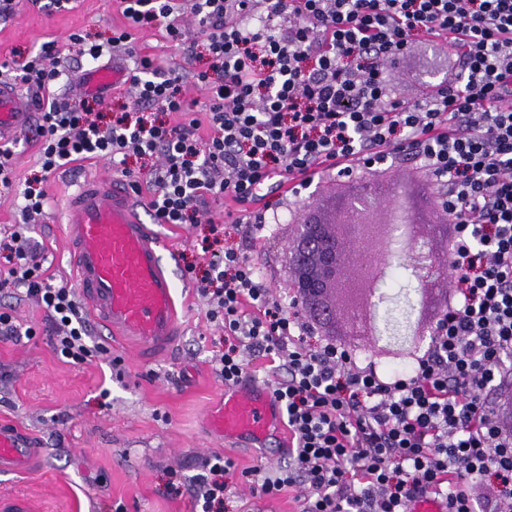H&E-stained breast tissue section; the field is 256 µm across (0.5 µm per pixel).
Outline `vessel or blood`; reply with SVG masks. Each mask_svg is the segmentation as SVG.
Masks as SVG:
<instances>
[{
	"label": "vessel or blood",
	"mask_w": 512,
	"mask_h": 512,
	"mask_svg": "<svg viewBox=\"0 0 512 512\" xmlns=\"http://www.w3.org/2000/svg\"><path fill=\"white\" fill-rule=\"evenodd\" d=\"M29 115L26 97L0 82V138L25 127ZM65 217L73 272L90 314L137 358L162 352L178 334L176 291L161 245L141 224L131 198L116 179L96 176L69 195ZM206 420L225 440L246 436L258 444L280 425L271 393L248 380L225 388ZM29 462L25 440L1 426L0 472L24 470Z\"/></svg>",
	"instance_id": "vessel-or-blood-1"
}]
</instances>
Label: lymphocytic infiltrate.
Instances as JSON below:
<instances>
[{
	"mask_svg": "<svg viewBox=\"0 0 512 512\" xmlns=\"http://www.w3.org/2000/svg\"><path fill=\"white\" fill-rule=\"evenodd\" d=\"M122 12L178 46L203 34L208 66L165 78L140 58L134 106L109 123L89 100L46 97L62 76L54 43L6 66L0 77L37 94L43 175L25 183L24 222L48 203L46 176L87 158L123 173L134 155L151 162L155 223L208 225L212 242L186 273L224 330L218 374L228 385L276 375L289 434L286 463L246 471L252 495L291 489L298 512H408L422 497L512 512V427L496 406L512 397V0H122ZM423 42L447 48L455 72L393 97L391 66ZM190 85L207 96L204 116ZM404 153L448 223L447 294L426 348L383 366L321 326L298 289H272L240 250L220 249L224 225L203 215L231 198L259 234L251 207L270 193L287 189L301 209L319 173L373 179ZM46 260L25 231L1 239L0 290L44 307L61 355L91 360L81 304ZM233 468L207 459L191 477L202 512H224Z\"/></svg>",
	"mask_w": 512,
	"mask_h": 512,
	"instance_id": "1",
	"label": "lymphocytic infiltrate"
}]
</instances>
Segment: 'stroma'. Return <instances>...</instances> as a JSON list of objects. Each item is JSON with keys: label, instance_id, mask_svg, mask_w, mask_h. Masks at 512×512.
Here are the masks:
<instances>
[{"label": "stroma", "instance_id": "obj_1", "mask_svg": "<svg viewBox=\"0 0 512 512\" xmlns=\"http://www.w3.org/2000/svg\"><path fill=\"white\" fill-rule=\"evenodd\" d=\"M123 29L132 34L130 49H112L114 31ZM74 33L86 43L103 45L98 61L81 54L80 45L70 40ZM47 41L55 43L65 71L50 93L75 102L85 94L80 83L84 74L99 65L128 72L135 53L159 59L168 73L206 64L205 56H189L170 43L162 27L131 25L120 0H71L68 9L52 12L34 0H15L13 14L0 20V64L23 61ZM13 140L16 184L11 193H0L2 237L20 224L25 181L41 169L39 143L23 130ZM111 173L109 162L89 158L50 176L49 204L32 221L31 235L45 248L47 274L56 283L78 284L58 222L71 180ZM266 210L280 220L274 236L255 240L238 233L230 242L256 264L279 267L291 220L283 200H270ZM139 213L165 244L162 255L177 287L180 334L163 356L140 361L95 322L91 334L101 353L92 362L75 365L56 351L44 309L28 299L12 302L0 296V303H12L20 323L35 330L31 336L0 339V423L19 426L33 450L27 470L0 473V499H25L31 512H196L188 495L171 492V483L188 482L204 459L229 458L237 473L229 478L235 492L225 501L224 512H297L293 492L254 498L237 478L258 462L282 461L279 441L265 449L234 444L203 424L207 411L224 395L215 364L224 349V331L210 319L184 266L200 255L206 227L153 223L144 206ZM116 357L122 360L118 372L112 369Z\"/></svg>", "mask_w": 512, "mask_h": 512}]
</instances>
